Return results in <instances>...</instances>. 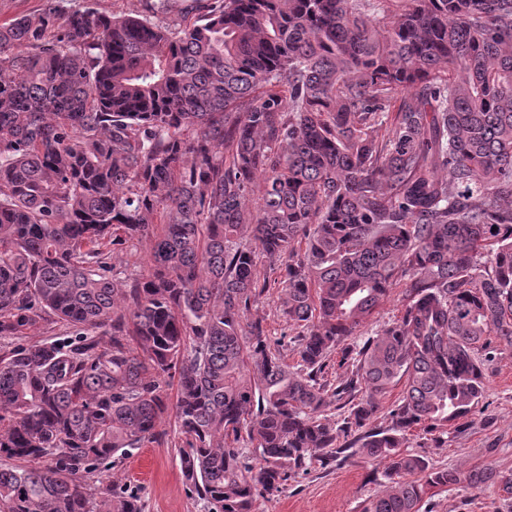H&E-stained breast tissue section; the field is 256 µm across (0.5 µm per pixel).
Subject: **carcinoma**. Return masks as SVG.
I'll list each match as a JSON object with an SVG mask.
<instances>
[{
	"instance_id": "carcinoma-1",
	"label": "carcinoma",
	"mask_w": 512,
	"mask_h": 512,
	"mask_svg": "<svg viewBox=\"0 0 512 512\" xmlns=\"http://www.w3.org/2000/svg\"><path fill=\"white\" fill-rule=\"evenodd\" d=\"M191 10L0 23V336L77 335L0 354V512H142L105 476L170 410L205 512L357 453L386 463L365 512L463 480L512 497V471L404 450L479 404L489 337L512 348V0ZM144 241L147 273L111 263ZM400 283L402 315L352 342ZM271 287L302 328L294 371L249 317ZM70 330L62 322H41L36 327L25 331L22 336H6L0 338V345L11 346V343L34 344L44 340L76 338L70 335ZM403 389L402 384L390 387L386 393L380 397L379 410L370 424L371 427L383 428L389 425L388 413L403 397Z\"/></svg>"
}]
</instances>
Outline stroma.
<instances>
[{
    "label": "stroma",
    "instance_id": "35a3bbf8",
    "mask_svg": "<svg viewBox=\"0 0 512 512\" xmlns=\"http://www.w3.org/2000/svg\"><path fill=\"white\" fill-rule=\"evenodd\" d=\"M190 0H56L60 11L80 4L121 16L140 14L180 23ZM262 319L270 338H286L288 363L298 361L296 326L279 310L277 290L265 293L251 311ZM493 355L484 362L486 391L467 418L431 433L418 428L409 435L408 450L426 457L431 467L468 472L491 468L512 471V348L491 340ZM159 438L133 451L116 475L122 489L137 495L142 512H204V504L190 492L179 467L178 434L173 415H165ZM385 466L356 455L323 470L311 469L290 479L273 498L257 497L252 512H363L383 488ZM493 484L472 489L467 484L430 488L424 512H507L511 508Z\"/></svg>",
    "mask_w": 512,
    "mask_h": 512
}]
</instances>
